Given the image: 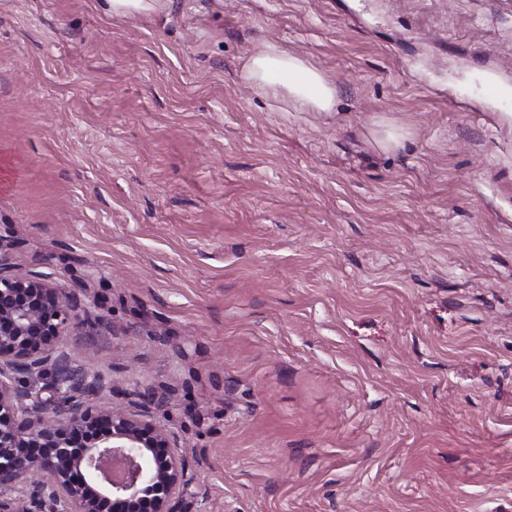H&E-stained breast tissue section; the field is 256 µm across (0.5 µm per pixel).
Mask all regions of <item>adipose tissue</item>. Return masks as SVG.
<instances>
[{
    "mask_svg": "<svg viewBox=\"0 0 512 512\" xmlns=\"http://www.w3.org/2000/svg\"><path fill=\"white\" fill-rule=\"evenodd\" d=\"M242 77L301 111L329 112L336 104L335 86L318 69L273 43L250 56Z\"/></svg>",
    "mask_w": 512,
    "mask_h": 512,
    "instance_id": "adipose-tissue-1",
    "label": "adipose tissue"
}]
</instances>
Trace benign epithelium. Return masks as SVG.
<instances>
[{
  "label": "benign epithelium",
  "instance_id": "1",
  "mask_svg": "<svg viewBox=\"0 0 512 512\" xmlns=\"http://www.w3.org/2000/svg\"><path fill=\"white\" fill-rule=\"evenodd\" d=\"M85 323L52 274L0 260V512H182L188 464L150 412L169 393L135 411L95 404L103 376L58 347Z\"/></svg>",
  "mask_w": 512,
  "mask_h": 512
}]
</instances>
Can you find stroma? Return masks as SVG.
Listing matches in <instances>:
<instances>
[{
	"mask_svg": "<svg viewBox=\"0 0 512 512\" xmlns=\"http://www.w3.org/2000/svg\"><path fill=\"white\" fill-rule=\"evenodd\" d=\"M0 258L170 391L185 512H512V0H0ZM241 76L287 99L299 111L330 112L336 105L335 86L318 69L274 43L252 54Z\"/></svg>",
	"mask_w": 512,
	"mask_h": 512,
	"instance_id": "35a3bbf8",
	"label": "stroma"
}]
</instances>
